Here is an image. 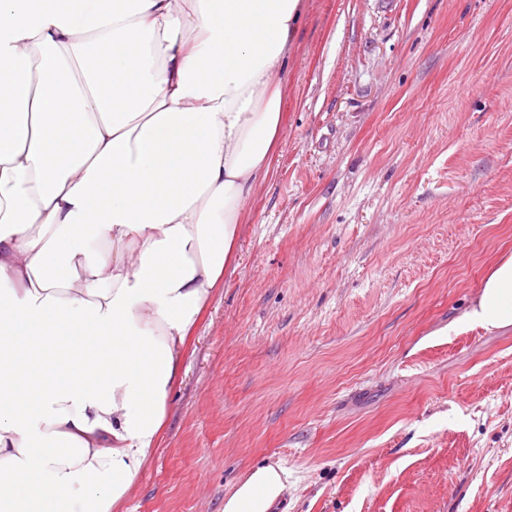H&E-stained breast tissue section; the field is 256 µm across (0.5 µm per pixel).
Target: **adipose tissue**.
<instances>
[{"instance_id":"ef3b65f1","label":"adipose tissue","mask_w":512,"mask_h":512,"mask_svg":"<svg viewBox=\"0 0 512 512\" xmlns=\"http://www.w3.org/2000/svg\"><path fill=\"white\" fill-rule=\"evenodd\" d=\"M300 12L0 0V512H121L269 172ZM467 321L512 327V256ZM287 481L258 467L224 512Z\"/></svg>"}]
</instances>
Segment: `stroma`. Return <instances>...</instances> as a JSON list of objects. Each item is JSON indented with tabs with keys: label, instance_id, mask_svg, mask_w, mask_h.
<instances>
[{
	"label": "stroma",
	"instance_id": "35a3bbf8",
	"mask_svg": "<svg viewBox=\"0 0 512 512\" xmlns=\"http://www.w3.org/2000/svg\"><path fill=\"white\" fill-rule=\"evenodd\" d=\"M282 94L125 512H512V0H303ZM467 322L489 331L512 327V256L502 259L485 277ZM287 481L281 465L258 467L224 498L223 512H269L288 489Z\"/></svg>",
	"mask_w": 512,
	"mask_h": 512
}]
</instances>
